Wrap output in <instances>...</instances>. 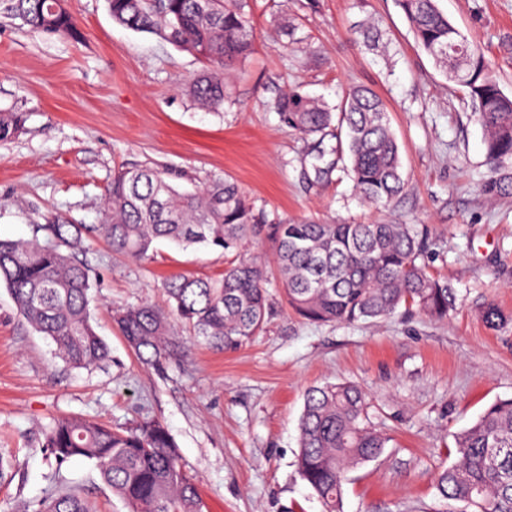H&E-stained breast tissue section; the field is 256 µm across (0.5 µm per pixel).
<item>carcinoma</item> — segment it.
Here are the masks:
<instances>
[{
    "label": "carcinoma",
    "instance_id": "carcinoma-1",
    "mask_svg": "<svg viewBox=\"0 0 512 512\" xmlns=\"http://www.w3.org/2000/svg\"><path fill=\"white\" fill-rule=\"evenodd\" d=\"M414 38L469 99L485 132L491 176L487 196L512 191V96L504 93L484 52L449 21L437 0H399ZM53 0H12L11 11L48 36L79 35L75 18ZM112 20L137 32L157 34L207 64L187 91L209 110L224 107V70L254 50L249 0H107ZM354 34L371 51L384 48L383 34L367 19ZM282 121L311 147L315 178L327 177L337 150L326 148V132L345 130L347 171L367 204L388 207L402 193L400 148L386 107L370 88L349 89L336 108L297 90L276 102ZM20 112L0 113V142L16 138ZM184 173L162 165L127 164L114 171L101 223L71 224L60 217L31 225L28 239H0V284L56 354L74 369L110 360V349L92 323V269L79 259L86 237L101 233L112 252L133 261L150 257L167 240L182 249L201 246L230 254L255 239L273 251L276 268L241 255L225 263L219 279L171 275L163 284L164 305L143 302L113 311V321L140 362L159 373L188 349L176 336L183 328L217 351L234 352L259 335L270 310L268 286L281 279L288 306L317 323L375 322L400 309L448 317L453 291L424 262L425 242L413 224L322 223L301 219L265 223L231 178L185 190ZM368 397L356 384L325 382L307 388L299 419L297 469L323 505L343 512L349 473L380 456L390 438L371 425ZM42 447L56 467L74 460L94 463L112 493L131 512H204L198 487L180 463L177 446L160 422L133 428L70 415L48 425ZM457 460L435 478L448 512H512V398L490 404L470 427L454 436ZM29 512H93L81 494L55 487Z\"/></svg>",
    "mask_w": 512,
    "mask_h": 512
}]
</instances>
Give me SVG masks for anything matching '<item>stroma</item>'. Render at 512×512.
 <instances>
[{
	"mask_svg": "<svg viewBox=\"0 0 512 512\" xmlns=\"http://www.w3.org/2000/svg\"><path fill=\"white\" fill-rule=\"evenodd\" d=\"M0 0V112H20L22 133L0 143V237L30 235L43 215L101 220L104 192L125 163L155 162L205 183L231 176L268 221L314 218L423 228L430 273L454 295L436 321L400 312L372 323L319 324L272 295L263 333L246 348L204 347L165 374L141 364L118 334L113 309L163 299L183 273L216 278L220 253L161 242L149 259L113 254L93 237L86 258L98 288L93 321L111 348L105 365L67 367L55 345L0 287V512H21L56 483L77 487L97 512H128L88 461L54 468L41 432L85 415L115 426L161 422L208 512H323L296 467L303 393L325 381L368 394L372 424L390 442L350 474L344 512H446L437 472L457 458L454 436L491 402L512 397V193L485 196L484 134L463 93L415 42L397 0H251L254 52L232 65L222 110L188 94L204 63L158 35L113 22L106 0H68L82 39L49 38ZM474 40L512 95V0H438ZM369 18L387 53L355 38ZM296 42L271 37L282 23ZM352 86L385 102L407 187L390 210L363 204L342 169L315 181L301 164L310 140L283 124L275 102L289 88L336 105ZM495 306L504 322L489 327Z\"/></svg>",
	"mask_w": 512,
	"mask_h": 512,
	"instance_id": "1",
	"label": "stroma"
}]
</instances>
